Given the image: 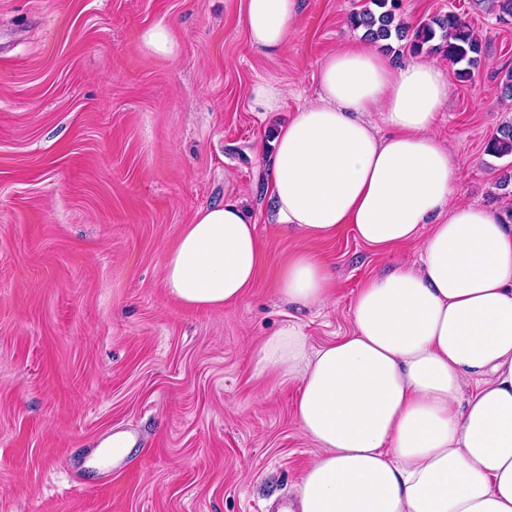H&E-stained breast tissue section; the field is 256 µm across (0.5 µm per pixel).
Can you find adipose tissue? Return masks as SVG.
Returning a JSON list of instances; mask_svg holds the SVG:
<instances>
[{"mask_svg": "<svg viewBox=\"0 0 512 512\" xmlns=\"http://www.w3.org/2000/svg\"><path fill=\"white\" fill-rule=\"evenodd\" d=\"M301 8L245 0L250 46L280 53ZM447 103L436 63L362 40L320 64L316 100L273 143L274 223L302 239L350 224L374 248L420 243L417 265L360 287L349 335L314 350L291 324L258 353L260 368L299 379L297 417L321 450L291 512H512V225L454 203L458 168L434 132ZM259 254L240 201L206 207L167 252L166 284L187 306L232 304ZM334 287L305 252L278 285L299 310Z\"/></svg>", "mask_w": 512, "mask_h": 512, "instance_id": "1", "label": "adipose tissue"}]
</instances>
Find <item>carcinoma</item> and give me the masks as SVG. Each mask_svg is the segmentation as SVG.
Here are the masks:
<instances>
[{"mask_svg":"<svg viewBox=\"0 0 512 512\" xmlns=\"http://www.w3.org/2000/svg\"><path fill=\"white\" fill-rule=\"evenodd\" d=\"M485 12L498 16L502 22L512 19V0H477ZM399 0H369V4L358 12L351 13L347 22L351 28L364 30V37L372 42L387 40L395 34L407 36L406 27L396 20ZM439 43H434V40ZM415 54H441L454 64L461 65L456 71L459 82H470L478 72L483 44L469 23L461 15L450 12L435 16L421 24L411 40ZM487 154L501 158L512 156V124L500 127L485 146Z\"/></svg>","mask_w":512,"mask_h":512,"instance_id":"cac0c4a2","label":"carcinoma"}]
</instances>
